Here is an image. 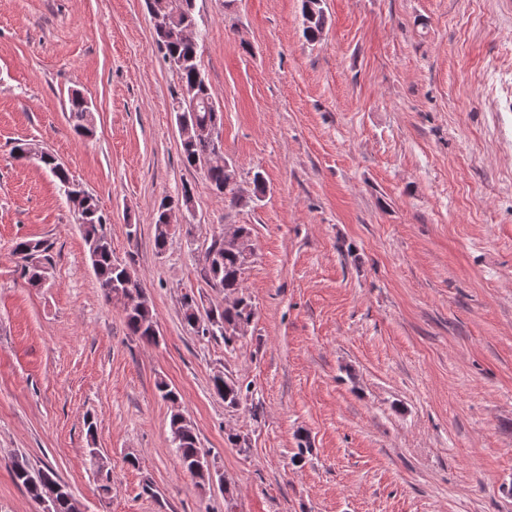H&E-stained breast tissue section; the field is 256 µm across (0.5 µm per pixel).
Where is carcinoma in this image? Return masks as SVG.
Wrapping results in <instances>:
<instances>
[{
  "label": "carcinoma",
  "mask_w": 512,
  "mask_h": 512,
  "mask_svg": "<svg viewBox=\"0 0 512 512\" xmlns=\"http://www.w3.org/2000/svg\"><path fill=\"white\" fill-rule=\"evenodd\" d=\"M178 17L163 27L155 28V43L171 68L180 76L179 97L173 107L176 114L185 118L192 127L200 129L223 126V113L214 100L210 87L202 73L198 55V38L184 34V23L195 21L193 15L194 0H178ZM305 19L304 34L310 41L318 40L325 28L326 17L320 0H303ZM69 120L74 130L82 136L93 133V113L89 102L78 93L71 95ZM212 143L198 135L181 140V155L184 164L190 167L202 165V159L212 150ZM37 160L47 168L59 182L66 198L74 207L84 241L88 246L93 270L106 299L122 302L128 294L145 293L140 279L128 273L125 266L114 260L112 241L106 232L107 219L102 213L94 196L80 184L74 182L68 170L52 154H43ZM204 175L217 194L234 204L237 196V168L226 170L222 166L204 169ZM173 207L172 200L163 199L154 216V246L157 252L167 249L170 238V226L165 221L166 213ZM242 242L226 244L224 238L212 240L202 257L203 279L212 288H220L224 296L234 297L236 301L222 307L213 308V321L198 328L195 325L199 304L193 293L182 296L183 320L186 325L203 336H221L224 346L235 347L237 328L251 326L255 318V306L246 293L244 275L247 269L244 253L253 250L251 229L245 225L239 227ZM49 248L42 240L26 239L18 242L15 253L23 261V271L27 283L32 288L42 286L50 263ZM129 334L141 341L154 344L157 340V324L150 302L137 309L125 311ZM214 392L224 400L230 409L240 406L242 387L234 380L217 375L212 379ZM156 389L163 399L171 403L169 429L171 446L182 468L201 486H206L202 476L197 473L199 456L204 454L198 441L194 426L179 409V394L164 380L156 383ZM12 473L17 484L21 485L35 502H41L45 494V479H57L55 471L47 467L35 473L28 464L16 460ZM50 512H80V504L73 495L65 491L49 502Z\"/></svg>",
  "instance_id": "obj_1"
}]
</instances>
